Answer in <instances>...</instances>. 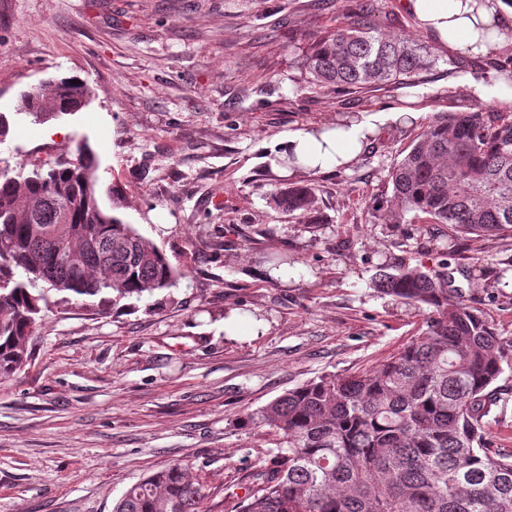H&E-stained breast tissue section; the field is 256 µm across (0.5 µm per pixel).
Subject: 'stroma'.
Returning <instances> with one entry per match:
<instances>
[{
  "label": "stroma",
  "mask_w": 512,
  "mask_h": 512,
  "mask_svg": "<svg viewBox=\"0 0 512 512\" xmlns=\"http://www.w3.org/2000/svg\"><path fill=\"white\" fill-rule=\"evenodd\" d=\"M346 0H0V160L39 165L87 143L119 216L185 279L133 309L50 307L34 357L0 378V512H112L134 483L183 460L204 485L203 512H238L281 438L248 416L323 373L378 367L425 314L374 290L398 257L454 265L453 287L512 338V235L459 236L444 224H385L390 164L439 113L502 104L473 79L512 68L431 49L415 84L367 93L311 88L302 49L342 19ZM76 76L95 95L78 112L33 123L22 92ZM412 106L415 123L385 122ZM366 118L377 132L348 170L291 176L314 184L315 223L270 210L279 141ZM290 258L287 281L264 256ZM492 448L512 451V368L493 385Z\"/></svg>",
  "instance_id": "35a3bbf8"
}]
</instances>
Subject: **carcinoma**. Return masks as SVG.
Masks as SVG:
<instances>
[{"label": "carcinoma", "mask_w": 512, "mask_h": 512, "mask_svg": "<svg viewBox=\"0 0 512 512\" xmlns=\"http://www.w3.org/2000/svg\"><path fill=\"white\" fill-rule=\"evenodd\" d=\"M375 0H355L343 20L302 54L306 83L351 93L411 81L437 64L427 46L375 23ZM93 90L62 78L21 97L34 123L68 114ZM98 159L30 172L0 168V376L33 355L43 309L90 300L99 314L168 290L186 274L100 203ZM393 194L378 219L446 224L459 234L512 233V113H441L389 169ZM267 206L310 220L312 184L276 183ZM66 225V243L56 235ZM448 260L410 266L395 258L373 279L378 292L428 310L424 328L374 370L321 374L249 415L286 444L256 471L239 512H512V453L491 449V386L512 363V339L450 287ZM204 487L177 462L129 487L112 512H201Z\"/></svg>", "instance_id": "cac0c4a2"}]
</instances>
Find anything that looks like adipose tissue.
Here are the masks:
<instances>
[{
  "instance_id": "adipose-tissue-1",
  "label": "adipose tissue",
  "mask_w": 512,
  "mask_h": 512,
  "mask_svg": "<svg viewBox=\"0 0 512 512\" xmlns=\"http://www.w3.org/2000/svg\"><path fill=\"white\" fill-rule=\"evenodd\" d=\"M420 30L435 43L472 57H487L512 44V0H403ZM374 132L351 120L290 135L278 144L276 161H291L293 173L345 168Z\"/></svg>"
}]
</instances>
